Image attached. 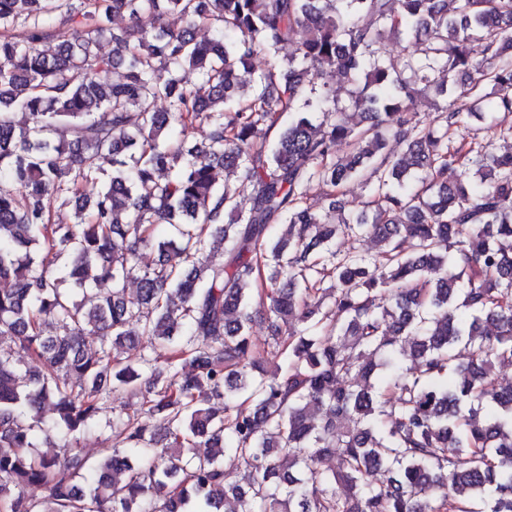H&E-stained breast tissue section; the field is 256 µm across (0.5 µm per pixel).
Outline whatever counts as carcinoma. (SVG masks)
<instances>
[{
    "label": "carcinoma",
    "mask_w": 512,
    "mask_h": 512,
    "mask_svg": "<svg viewBox=\"0 0 512 512\" xmlns=\"http://www.w3.org/2000/svg\"><path fill=\"white\" fill-rule=\"evenodd\" d=\"M144 13L180 26L110 27ZM475 112H512V0H0V512H512V151L452 143ZM111 394L139 409L94 462ZM368 196L367 188L358 181L350 182L345 188L343 202L345 212H357L364 208ZM116 406H119L118 401L113 402L112 397L107 398L104 412L98 422L79 437L78 447L82 448L84 454L91 458V460L106 456L117 445L110 428L106 424L108 419L112 420V407H115L117 410L120 409Z\"/></svg>",
    "instance_id": "cac0c4a2"
}]
</instances>
